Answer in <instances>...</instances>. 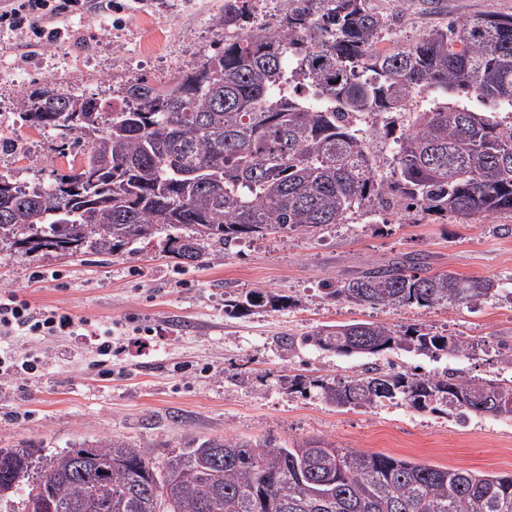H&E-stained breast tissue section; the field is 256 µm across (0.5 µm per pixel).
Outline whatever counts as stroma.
I'll return each instance as SVG.
<instances>
[{"label": "stroma", "mask_w": 512, "mask_h": 512, "mask_svg": "<svg viewBox=\"0 0 512 512\" xmlns=\"http://www.w3.org/2000/svg\"><path fill=\"white\" fill-rule=\"evenodd\" d=\"M224 0H89L62 27L54 46L31 31L0 29V176L50 183L82 153L53 133L23 124L14 98L49 84L109 97L114 86L143 77L163 82L199 63L224 37L215 23ZM484 13L512 14V0H444L432 13L397 21L396 37ZM163 237L127 245L111 256H61L42 249L0 256V286L18 289L34 307L68 311L112 327V357L88 336L28 342L48 356L34 377L0 382V448L27 443L50 454L113 436L163 459L193 439L269 438L284 444L318 437L365 453L488 475L512 474V419L482 415L458 421L403 402L340 409L317 392L292 397L281 379L296 373L343 378L366 358L300 347L282 336L327 325L413 324L494 345L512 333V302L491 298L475 308H393L325 297L324 283L410 254L436 271L492 279L512 290V212L462 224L425 215L382 223L339 224L322 234L246 238L220 259L186 265L163 250ZM254 289L289 297L287 306L228 314L227 300ZM147 347L135 351L134 341ZM427 372L447 369L468 379L508 378L494 356L436 359L396 351L376 356Z\"/></svg>", "instance_id": "1"}]
</instances>
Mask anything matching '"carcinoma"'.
Wrapping results in <instances>:
<instances>
[{
  "label": "carcinoma",
  "mask_w": 512,
  "mask_h": 512,
  "mask_svg": "<svg viewBox=\"0 0 512 512\" xmlns=\"http://www.w3.org/2000/svg\"><path fill=\"white\" fill-rule=\"evenodd\" d=\"M224 0L226 38L169 83L135 78L112 97L44 86L25 99L22 118L85 147L80 171L22 190L0 177V253L52 248L74 256L115 253L167 231L168 252L192 264L204 243L317 234L359 210L408 213L463 223L512 212V129L453 102L409 113L395 133L388 120L365 134L354 112L389 115L410 93H473L512 104V15L487 14L426 30L408 44L378 48L388 18L368 0H282L277 31L249 8ZM304 73L315 101L288 89V69ZM112 106V117L85 122ZM395 136L397 157L378 171L380 144ZM109 158L104 167L99 159ZM499 284L449 271L422 257L375 266L328 285L325 296L395 308L472 307ZM262 289L232 300L237 314L285 305ZM338 355L403 350L437 358L487 352L481 343L421 326L375 322L328 325L285 339ZM288 395L318 389L338 408L402 400L418 411L512 418V379H463L453 372H381L348 379L282 378ZM11 473L0 502L23 512H512V474L482 475L311 437L207 439L171 450L159 463L119 438L54 454L0 448ZM43 489V495L34 491Z\"/></svg>",
  "instance_id": "1"
}]
</instances>
